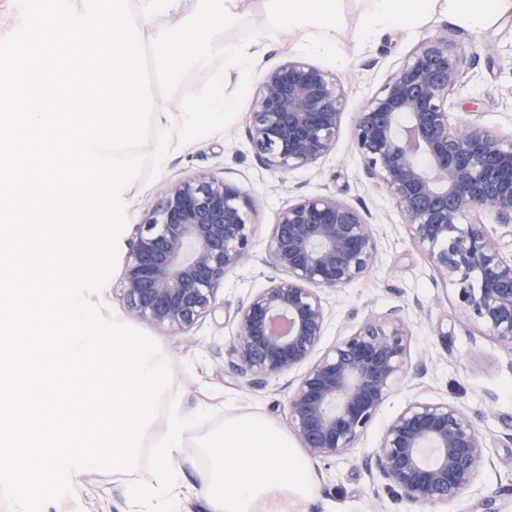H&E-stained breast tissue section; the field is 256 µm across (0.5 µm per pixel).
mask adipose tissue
<instances>
[{"instance_id": "obj_1", "label": "adipose tissue", "mask_w": 512, "mask_h": 512, "mask_svg": "<svg viewBox=\"0 0 512 512\" xmlns=\"http://www.w3.org/2000/svg\"><path fill=\"white\" fill-rule=\"evenodd\" d=\"M243 0H205L201 20L181 30H154L151 42L158 72L175 61L201 64L214 55L224 58L225 77H245L257 53L255 44L228 43L216 32V22L230 25L243 13ZM373 27L406 25L426 16L434 0H367ZM274 22L283 29L327 23L336 15V0H267ZM449 14L473 28L489 24L512 10V0H444ZM194 421L179 405H170L167 427L152 443L154 466L148 475L127 484L131 512H182L181 476L174 463L184 435ZM209 468L202 491L212 512H256L260 501L283 497L306 500L315 492V477L287 433L263 418L242 413L225 418L224 426L204 446Z\"/></svg>"}]
</instances>
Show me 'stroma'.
I'll list each match as a JSON object with an SVG mask.
<instances>
[{
	"label": "stroma",
	"mask_w": 512,
	"mask_h": 512,
	"mask_svg": "<svg viewBox=\"0 0 512 512\" xmlns=\"http://www.w3.org/2000/svg\"><path fill=\"white\" fill-rule=\"evenodd\" d=\"M245 16L238 25L223 29L232 42H258L257 72L297 55L334 73L344 85L346 101L336 146L316 165L280 178L255 160L245 137L247 112H239L227 134L176 148L167 157L160 178L152 184H135L129 191V220L119 247L127 258L137 224L173 182L207 172L233 183L254 202L251 256L226 273L218 297L223 309L199 320L182 341L160 329L146 326L174 367L171 391L186 410L206 407L185 436L177 464L186 487L198 486L200 448L224 425L226 417L241 413L260 415L287 428V391L283 381L272 379L260 388L246 387L231 367L213 356L230 345V318L240 299L266 287L270 226L276 212L288 201L290 187L302 193H333L359 207L379 234V253L363 280L327 293L331 318L321 348L348 335L368 313L396 307L407 318L412 356H425L427 374L420 386L395 389L377 419L356 448L326 460L312 461L317 479L314 497L289 505L288 512H512V446L503 436L512 432V355L488 337L475 335L461 316L451 283L437 278L415 247L406 224L392 200L363 170L352 143L353 120L395 70L426 38L447 35L466 49L468 82L454 97L451 121L466 117L470 104H478L481 122L490 130L512 133V11L493 23L474 29L438 10L429 21L367 33L365 0H341L332 28L304 27L283 31L268 20L264 0H245ZM445 336H438V329ZM446 401L461 408L485 436L491 464L485 465L470 489L459 499L434 507L414 504L400 495L374 491L361 466L375 448L386 421L415 398ZM126 478L121 474L85 471L71 479L70 495L48 503L44 512H127Z\"/></svg>",
	"instance_id": "obj_1"
}]
</instances>
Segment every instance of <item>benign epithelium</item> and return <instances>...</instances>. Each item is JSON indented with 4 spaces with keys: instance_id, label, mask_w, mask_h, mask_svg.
Masks as SVG:
<instances>
[{
    "instance_id": "obj_1",
    "label": "benign epithelium",
    "mask_w": 512,
    "mask_h": 512,
    "mask_svg": "<svg viewBox=\"0 0 512 512\" xmlns=\"http://www.w3.org/2000/svg\"><path fill=\"white\" fill-rule=\"evenodd\" d=\"M464 54L446 35L423 41L358 113L354 145L413 243L455 285L464 317L512 352V135L488 130L477 111L449 122ZM343 110L340 80L290 56L256 87L246 138L265 169L286 174L330 154ZM252 215L247 193L207 172L166 188L126 260L130 317L180 339L214 313L224 273L249 254ZM377 254L373 225L354 205L298 194L272 224L268 286L233 313L231 368L248 386L286 379L288 425L312 459L356 447L392 391L427 372L411 364L409 325L395 308L319 352L323 293L366 277ZM488 461L484 436L459 407L416 400L385 423L362 466L372 483L434 506L464 495Z\"/></svg>"
}]
</instances>
